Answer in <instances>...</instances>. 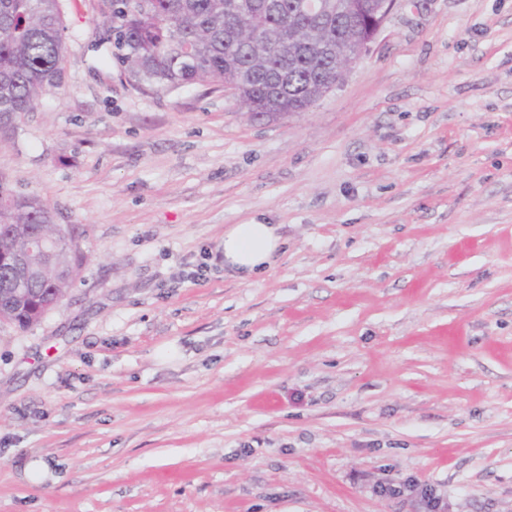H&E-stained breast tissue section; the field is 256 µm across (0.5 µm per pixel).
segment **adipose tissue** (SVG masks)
I'll use <instances>...</instances> for the list:
<instances>
[{"label": "adipose tissue", "mask_w": 512, "mask_h": 512, "mask_svg": "<svg viewBox=\"0 0 512 512\" xmlns=\"http://www.w3.org/2000/svg\"><path fill=\"white\" fill-rule=\"evenodd\" d=\"M281 245L273 225L236 224L224 232V263L248 275L265 267Z\"/></svg>", "instance_id": "1"}]
</instances>
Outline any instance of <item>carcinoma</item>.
I'll return each mask as SVG.
<instances>
[{
	"label": "carcinoma",
	"instance_id": "cac0c4a2",
	"mask_svg": "<svg viewBox=\"0 0 512 512\" xmlns=\"http://www.w3.org/2000/svg\"><path fill=\"white\" fill-rule=\"evenodd\" d=\"M303 0H97L100 40L122 73L161 91L193 83L230 82L246 95V111L304 112L328 81H342L346 54L366 36L373 18L363 0H332L348 15L314 20ZM65 26L61 0H0V128L30 112L64 81ZM0 249L21 251L23 228L53 247L73 241L71 270L32 279L26 308L8 312L27 330L40 323L49 296L64 297L86 255L74 230L52 222L49 205L0 184Z\"/></svg>",
	"mask_w": 512,
	"mask_h": 512
}]
</instances>
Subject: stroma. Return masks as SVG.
<instances>
[{
  "label": "stroma",
  "instance_id": "1",
  "mask_svg": "<svg viewBox=\"0 0 512 512\" xmlns=\"http://www.w3.org/2000/svg\"><path fill=\"white\" fill-rule=\"evenodd\" d=\"M0 185L89 255L0 322V512H512V0H398L308 111L144 91L64 0ZM274 224L261 274L224 231Z\"/></svg>",
  "mask_w": 512,
  "mask_h": 512
}]
</instances>
